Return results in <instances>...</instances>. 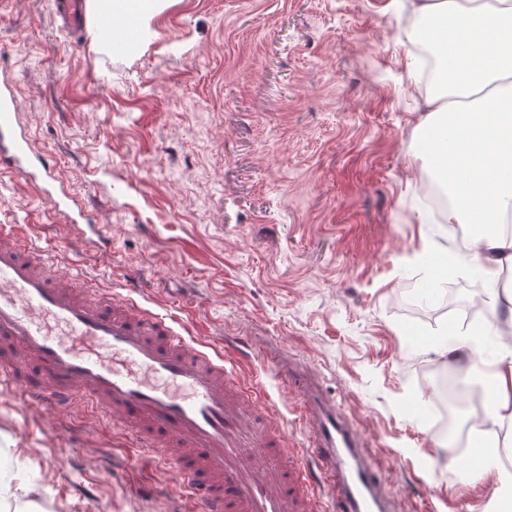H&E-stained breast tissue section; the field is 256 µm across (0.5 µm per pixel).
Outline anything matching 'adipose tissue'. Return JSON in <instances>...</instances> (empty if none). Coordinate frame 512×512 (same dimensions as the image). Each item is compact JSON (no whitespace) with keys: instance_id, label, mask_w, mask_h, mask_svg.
Segmentation results:
<instances>
[{"instance_id":"ef3b65f1","label":"adipose tissue","mask_w":512,"mask_h":512,"mask_svg":"<svg viewBox=\"0 0 512 512\" xmlns=\"http://www.w3.org/2000/svg\"><path fill=\"white\" fill-rule=\"evenodd\" d=\"M419 16L435 17L419 28V41L435 44L451 55L449 82L443 92L427 96L422 145L429 156L428 178L450 204L443 223L465 228L466 250L425 239L420 260L431 272V289L476 264L488 276L512 267V239L499 235V225L512 222V0H414ZM501 327L461 329L443 325L419 334L424 346L448 361L465 358L489 363L485 386V429L475 431L480 472L497 475L498 495L512 500V471L500 469L495 449L498 430L512 427V295Z\"/></svg>"}]
</instances>
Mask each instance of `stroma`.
<instances>
[{
  "label": "stroma",
  "instance_id": "stroma-1",
  "mask_svg": "<svg viewBox=\"0 0 512 512\" xmlns=\"http://www.w3.org/2000/svg\"><path fill=\"white\" fill-rule=\"evenodd\" d=\"M409 0H164L136 48L71 32L53 0H0V74L15 81L34 151L112 238L74 253L65 218L36 187L0 176V225L29 224L59 276L161 313L185 309L199 339L235 345L267 381L281 353L355 423L401 512H490L494 473L473 451L464 480L424 460L445 433L425 417L424 370L452 364L418 346L448 316L414 261L429 211L419 148L425 94ZM464 303L500 321L479 266ZM417 284L420 315L403 301ZM191 512L171 476L133 463L84 406L32 407L0 384V506L15 512Z\"/></svg>",
  "mask_w": 512,
  "mask_h": 512
}]
</instances>
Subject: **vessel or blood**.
Here are the masks:
<instances>
[{
	"label": "vessel or blood",
	"mask_w": 512,
	"mask_h": 512,
	"mask_svg": "<svg viewBox=\"0 0 512 512\" xmlns=\"http://www.w3.org/2000/svg\"><path fill=\"white\" fill-rule=\"evenodd\" d=\"M55 6L67 28H86L87 0ZM3 171L49 198L76 232L72 250H110L100 225L85 226L79 203L52 192L53 169L32 155L17 99L1 80ZM28 231L0 225V376L20 384L30 405L87 404L128 429L138 452L163 449L166 469L198 512H398L366 443L310 375L285 358L275 370L303 394L295 411L312 427L323 498L303 460L289 458L287 426L246 414L268 394L240 378L223 340H196L172 315L74 276L56 277Z\"/></svg>",
	"instance_id": "obj_1"
}]
</instances>
